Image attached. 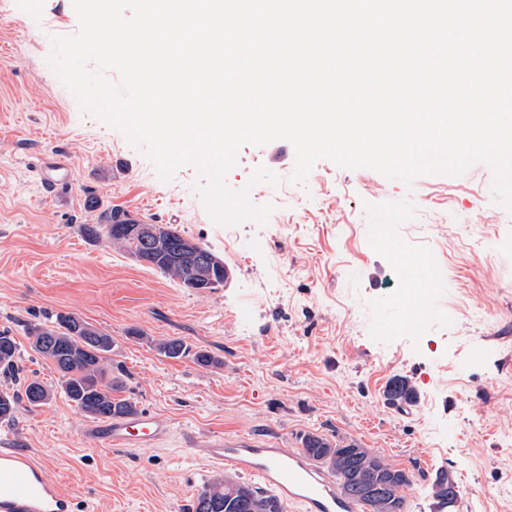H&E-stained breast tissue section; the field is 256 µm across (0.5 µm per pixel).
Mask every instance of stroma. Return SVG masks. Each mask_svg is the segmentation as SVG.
I'll return each instance as SVG.
<instances>
[{"label":"stroma","instance_id":"stroma-1","mask_svg":"<svg viewBox=\"0 0 512 512\" xmlns=\"http://www.w3.org/2000/svg\"><path fill=\"white\" fill-rule=\"evenodd\" d=\"M77 31L72 0H0V331L17 342L23 377L54 389L49 404L20 406L0 424V450L44 457L77 512H190L222 472L204 449L212 436L298 448L314 433L414 473L403 490L409 512H431L440 471L467 487L454 512H512V449L502 442L512 434V211L493 199L492 169L408 187L322 160L300 186L291 143H248L227 183L250 187L253 203L274 211L228 236L194 189L195 166L162 181L123 133L80 110L48 61L52 37ZM56 154L71 168L70 186L41 174ZM261 166L280 176L278 187L251 185ZM407 197L416 217L399 233L433 251L446 289L439 307L457 319L419 341L382 344L370 337L368 303L391 294L398 277L369 243L365 207ZM115 206L178 225L224 259L231 279L188 289L84 236L81 225ZM59 312L111 336L124 397L166 417V439L110 450L87 437L95 419L59 389L26 331ZM168 337L223 366L166 358L154 343ZM396 376L416 389L399 408L383 396Z\"/></svg>","mask_w":512,"mask_h":512}]
</instances>
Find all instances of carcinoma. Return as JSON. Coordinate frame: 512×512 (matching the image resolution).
<instances>
[{"mask_svg": "<svg viewBox=\"0 0 512 512\" xmlns=\"http://www.w3.org/2000/svg\"><path fill=\"white\" fill-rule=\"evenodd\" d=\"M123 213L121 208H112L100 215V223L81 225L87 237L107 239L110 243L125 248L142 265L158 270L184 285L189 280L188 268L166 261L152 252L142 237L125 233L126 225L114 221ZM150 228L160 237L173 244L187 240L175 224H152ZM31 348L43 358L51 361L58 373L60 387L67 398L84 415L95 419H109L137 412L134 401L118 396L125 388L123 372L108 374L107 354L112 351V336L97 329L89 322L72 313H58L51 325L35 323L29 326ZM156 349L167 358L180 359L188 355L202 368H216L224 361L206 349L192 350L181 338H168L156 342ZM0 371L12 377L18 375L17 345L6 332H0ZM399 386L385 388L384 398L391 406L411 402L416 390L405 378H398ZM52 390L37 379L26 380L18 390L0 392V421L12 420L19 404L25 402L38 407L49 402ZM304 450L333 472L344 490L357 494L354 489V473L342 457L343 447L333 445L317 434L303 438ZM358 470L366 476L387 473L399 475L398 482L387 498L365 499L371 512H408L401 489L412 482L406 471L387 463L383 457L368 448L357 449ZM453 481L448 475L436 474L431 485V495L437 512L452 509L458 496L448 498V486ZM191 512H284L282 501L274 495L229 475L213 478L196 495Z\"/></svg>", "mask_w": 512, "mask_h": 512, "instance_id": "carcinoma-1", "label": "carcinoma"}]
</instances>
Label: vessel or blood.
<instances>
[{
  "label": "vessel or blood",
  "instance_id": "obj_1",
  "mask_svg": "<svg viewBox=\"0 0 512 512\" xmlns=\"http://www.w3.org/2000/svg\"><path fill=\"white\" fill-rule=\"evenodd\" d=\"M170 430L167 418L139 412L119 416L90 428L108 448L154 445ZM210 460L250 477L300 512H368L359 497L346 493L333 473L304 449L284 448L277 441L212 437L206 444ZM72 495L54 481L43 459L25 450L0 452V512H74Z\"/></svg>",
  "mask_w": 512,
  "mask_h": 512
}]
</instances>
